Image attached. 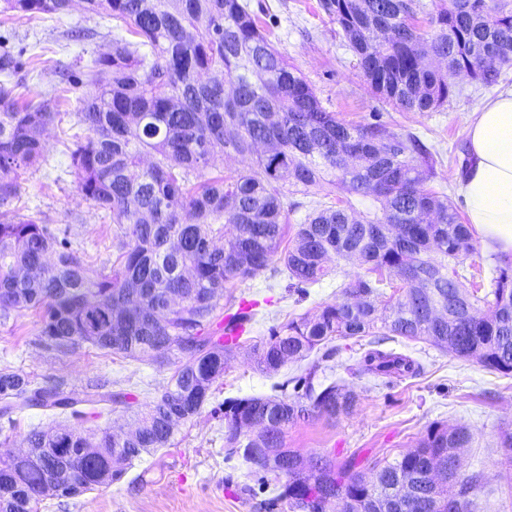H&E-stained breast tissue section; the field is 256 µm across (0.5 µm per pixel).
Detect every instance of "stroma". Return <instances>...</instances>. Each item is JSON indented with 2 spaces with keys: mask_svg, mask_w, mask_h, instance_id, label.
<instances>
[{
  "mask_svg": "<svg viewBox=\"0 0 512 512\" xmlns=\"http://www.w3.org/2000/svg\"><path fill=\"white\" fill-rule=\"evenodd\" d=\"M274 46L311 83L323 105L352 123L381 121L394 132L410 131L431 148L436 182L460 203V182L470 155L463 115L477 111L498 88L512 86V69L498 87L483 88L460 78L462 95L433 112H399L379 102L361 77L353 52L320 0H248ZM116 32L109 19L81 6L63 15L18 18L0 13V52L19 62L0 84L18 99L47 101L57 117L40 133L45 162L22 175L15 195L0 200V214L32 219L67 239L86 261L111 266L112 216L81 199L70 172L72 136L83 133L79 114L87 74L98 53L112 47ZM361 268L343 260L335 277L305 290L292 288L285 269L267 270L230 286L224 312L241 299L255 301L249 332L230 356L223 378L214 383L201 413L181 424L174 444L134 461L121 480L73 498L41 501L37 512H289L278 501L281 479L259 477L224 446V401L248 396H293V378L311 374L314 387L339 384L354 397L349 413L313 417L290 426L284 446L303 459L324 457L335 464L352 459L372 476L377 463L414 449L433 424L465 428L467 447L458 449L460 474L475 477L470 512H512V468L501 446L512 431V374L491 371L473 360L454 357L422 340L396 337L382 342L416 359L420 372L401 379L361 373L368 338L336 339L277 373L260 371L252 347L268 337L270 326L312 314L338 297L340 282ZM40 318L28 310L0 321V371L30 377L34 385L52 381L78 388L92 378L111 380L113 390L131 393L138 403L152 401L166 387L172 365L102 355L82 346L62 355L38 344Z\"/></svg>",
  "mask_w": 512,
  "mask_h": 512,
  "instance_id": "stroma-1",
  "label": "stroma"
}]
</instances>
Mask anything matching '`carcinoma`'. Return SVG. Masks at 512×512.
Instances as JSON below:
<instances>
[{
	"instance_id": "obj_1",
	"label": "carcinoma",
	"mask_w": 512,
	"mask_h": 512,
	"mask_svg": "<svg viewBox=\"0 0 512 512\" xmlns=\"http://www.w3.org/2000/svg\"><path fill=\"white\" fill-rule=\"evenodd\" d=\"M17 16L65 14L74 2L116 21L138 38L117 41L88 73L90 90L73 142L71 169L82 199L112 214L118 254L95 269L43 224L0 217V316L39 312V345L66 354L84 344L134 360L174 361L161 394L138 403L112 382L81 389L60 383L30 388L17 372H0V417L23 410L47 416L134 413L131 437L77 431L57 423L32 429L30 452L0 447V512H36L50 483L71 496L107 487L128 466L169 448L179 424L200 414L224 377L233 346L207 336L228 284L282 264L295 288L331 276V258L366 267L340 285L336 301L270 329L254 347L258 368L276 373L336 339L392 336L424 340L483 367L512 373V266H495L484 295L467 288L459 259L475 250L469 224L436 190L433 153L411 132L380 122L347 123L322 105L308 80L278 51L241 0H0ZM357 57L374 96L402 112L438 110L464 74L484 87L512 67V0H322ZM146 51H140V48ZM56 113L46 102H21L0 85V198L15 194L26 170L45 160L39 132ZM153 161L147 163V155ZM246 167L209 177L216 157ZM328 185L336 201H310L288 247V215ZM393 289L387 294L386 289ZM176 294L180 301L168 300ZM443 309L437 317L432 309ZM360 370L414 376L419 365L370 349ZM352 394L304 381L298 400H224V446L250 466L288 479L277 495L292 512H317L331 496L336 512H468L475 479L435 491L430 472L452 463L469 442L461 427L429 426L415 449L375 467L369 479L348 461L307 463L285 450L271 467L253 449L283 447L288 427L314 415L348 411ZM264 420L247 434L244 422ZM116 457L109 479L81 452ZM408 494L400 496V484Z\"/></svg>"
}]
</instances>
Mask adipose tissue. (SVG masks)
I'll use <instances>...</instances> for the list:
<instances>
[{
    "mask_svg": "<svg viewBox=\"0 0 512 512\" xmlns=\"http://www.w3.org/2000/svg\"><path fill=\"white\" fill-rule=\"evenodd\" d=\"M472 159L461 186L468 224L481 240L512 253V87L465 120Z\"/></svg>",
    "mask_w": 512,
    "mask_h": 512,
    "instance_id": "obj_1",
    "label": "adipose tissue"
}]
</instances>
